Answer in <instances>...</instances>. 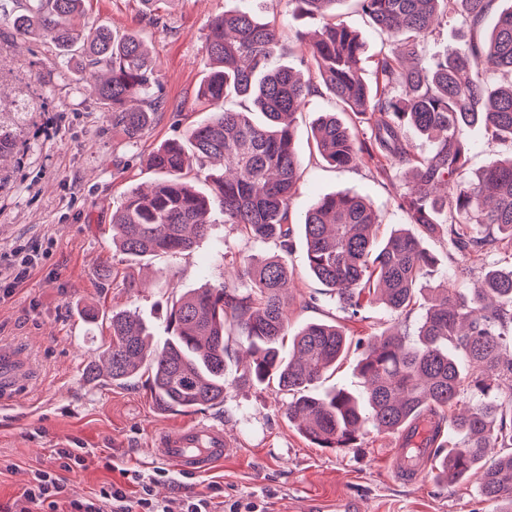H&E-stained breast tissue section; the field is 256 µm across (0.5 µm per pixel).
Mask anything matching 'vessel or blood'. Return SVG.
I'll list each match as a JSON object with an SVG mask.
<instances>
[{
    "label": "vessel or blood",
    "mask_w": 512,
    "mask_h": 512,
    "mask_svg": "<svg viewBox=\"0 0 512 512\" xmlns=\"http://www.w3.org/2000/svg\"><path fill=\"white\" fill-rule=\"evenodd\" d=\"M25 382L23 359L13 351L0 347V401L8 402ZM232 450L222 428L198 424L161 438L155 453L187 475L208 471L221 463ZM396 469L399 476L422 475L429 456L421 451L418 456H407L404 449H395Z\"/></svg>",
    "instance_id": "vessel-or-blood-1"
}]
</instances>
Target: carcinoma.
Wrapping results in <instances>:
<instances>
[{"mask_svg": "<svg viewBox=\"0 0 512 512\" xmlns=\"http://www.w3.org/2000/svg\"><path fill=\"white\" fill-rule=\"evenodd\" d=\"M84 0L19 2L11 17L17 37L47 39L59 59L79 73L96 74L93 95L112 112V128L136 144L167 101L155 62L135 31L122 35L81 21ZM297 14L324 25L299 35L306 74L273 65L282 47L276 27L245 11L215 17L205 37L209 72L197 100L210 118L149 156L161 179L148 191L132 188L112 211V247L135 262L181 255L203 238L218 203L224 223L254 243L283 252L245 256L224 284L206 285L172 303L162 345L146 350L150 330L135 313L114 310L107 371L91 362L85 375L117 384L139 382L162 411H198L224 403L237 383H276L292 395L288 421L317 448H355L373 429L400 433L423 419L428 448L448 453L435 477H474L481 495L512 512V451L487 459L491 443H512V412L488 396L495 377L512 376V155L464 180L470 145L466 127L480 125L512 143V80L494 89L492 77H512V10L501 13L489 39H470L443 56L422 58L423 43L450 22L480 25L495 0H356L393 48L374 60V82L363 77L360 37L336 20L340 0H289ZM325 88L343 111L362 115L361 133L334 113L311 130L319 155L337 168L365 161L381 178L401 171L399 197L407 223L447 237L450 277L430 279L435 257L421 238L399 228L380 244L379 216L359 194L321 198L299 220L310 273L358 316L363 303L391 312L422 309L415 337L383 331L352 341L335 322H310L293 336L288 353V288L294 272L286 254L294 229L290 200L301 176L294 115ZM234 95L244 111L224 109ZM258 112L264 121L257 123ZM433 144L415 151L408 130ZM503 251L507 264L484 268L465 285L473 259ZM234 330L243 350L242 372L226 373L225 337ZM363 348L354 394L319 390L350 346ZM482 395L457 409L464 386Z\"/></svg>", "mask_w": 512, "mask_h": 512, "instance_id": "carcinoma-1", "label": "carcinoma"}]
</instances>
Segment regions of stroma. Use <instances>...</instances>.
Wrapping results in <instances>:
<instances>
[{
    "instance_id": "1",
    "label": "stroma",
    "mask_w": 512,
    "mask_h": 512,
    "mask_svg": "<svg viewBox=\"0 0 512 512\" xmlns=\"http://www.w3.org/2000/svg\"><path fill=\"white\" fill-rule=\"evenodd\" d=\"M14 0H0V130L15 139L0 159V264L15 248L51 245L46 265L33 271L14 296L0 303V344L18 348L32 364L28 386L0 410V504L19 499L36 469H53L58 448L85 449V465L66 473L70 497L88 498L117 484L138 492L151 479L152 494L173 501L210 493L220 485L226 502L255 504L259 512H496L476 481L441 482L432 470L404 483L394 474L396 437L368 432L355 448H318L290 423L289 398L276 384L228 389L223 405L193 413L160 411L141 384L87 380L86 365L107 347V317L136 311L153 336L165 333V314L184 291L223 283L232 261L245 254H276L274 244H249L230 225H211L192 251L135 263L112 248V210L131 187L158 180L144 158L160 143L187 134L207 117L196 94L208 69L204 37L210 21L242 10L275 22L288 51L283 63L301 69L297 36L318 29L310 17L290 14L289 0H165L157 24L142 17L140 0H85V16L116 32L137 31L156 61L168 101L166 112L123 155L112 115L100 107L77 73L64 67L49 42L16 38L10 23ZM357 32L366 57L387 42L354 0L337 8ZM341 112L329 94L312 96L295 115L302 176L291 198L300 218L324 195L366 196L380 224L378 239L404 224L398 206L405 180L376 177L368 164L335 169L312 154L308 134L319 115ZM472 149L467 177L512 154V146L480 127L464 131ZM288 263L295 271L289 331L312 321L344 324L352 338L384 330L415 334L421 313L390 312L368 305L358 320L339 309L328 288L309 273L303 239ZM205 423L222 427L234 451L211 471L185 476L154 453L164 432Z\"/></svg>"
}]
</instances>
